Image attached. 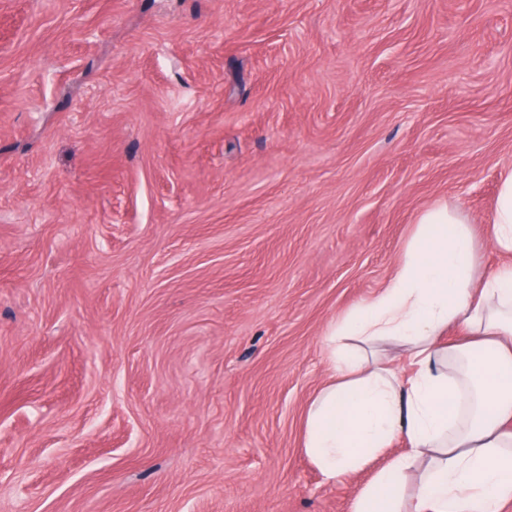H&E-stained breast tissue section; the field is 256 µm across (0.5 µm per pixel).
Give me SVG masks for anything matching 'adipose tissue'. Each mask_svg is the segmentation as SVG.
Segmentation results:
<instances>
[{
    "mask_svg": "<svg viewBox=\"0 0 512 512\" xmlns=\"http://www.w3.org/2000/svg\"><path fill=\"white\" fill-rule=\"evenodd\" d=\"M492 242L512 255V170ZM461 328L467 342L444 340ZM328 375L304 413L302 453L330 482L396 439L351 512H504L512 503V262L480 269L457 208L425 211L403 259L369 300L331 322Z\"/></svg>",
    "mask_w": 512,
    "mask_h": 512,
    "instance_id": "1",
    "label": "adipose tissue"
}]
</instances>
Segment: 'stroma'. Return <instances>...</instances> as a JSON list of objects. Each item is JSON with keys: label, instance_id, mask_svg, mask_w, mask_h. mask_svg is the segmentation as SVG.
<instances>
[{"label": "stroma", "instance_id": "1", "mask_svg": "<svg viewBox=\"0 0 512 512\" xmlns=\"http://www.w3.org/2000/svg\"><path fill=\"white\" fill-rule=\"evenodd\" d=\"M512 168V0H0V512H350L328 325Z\"/></svg>", "mask_w": 512, "mask_h": 512}]
</instances>
